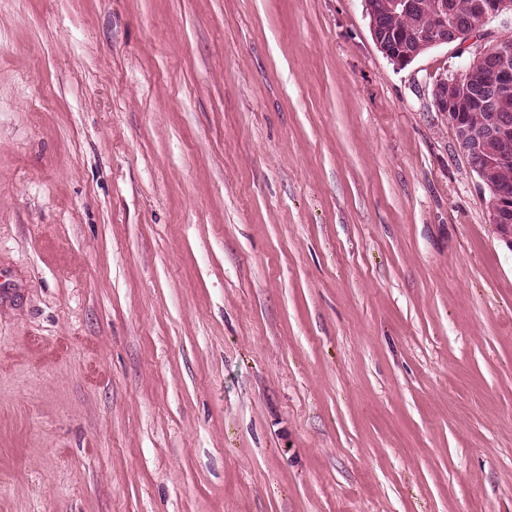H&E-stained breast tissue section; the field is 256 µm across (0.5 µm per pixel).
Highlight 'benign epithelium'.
<instances>
[{"mask_svg":"<svg viewBox=\"0 0 512 512\" xmlns=\"http://www.w3.org/2000/svg\"><path fill=\"white\" fill-rule=\"evenodd\" d=\"M512 8V0H475L474 10L484 19L496 17ZM369 16V28L375 44L382 53L396 64L403 66L411 63L421 52L423 45H440L457 43L464 45L468 40H476V31L469 25L458 22L450 24L446 16H441L430 32L413 39L409 36L394 37L385 31L378 20L372 5H366ZM512 49L494 45H482L476 49L475 56L460 77L445 79L435 91V102L439 111L448 114L449 121L455 128H460L463 116L450 111L457 100L458 88L465 85L471 89L475 103L492 113L486 144L467 142L458 139V144L466 156L471 169L494 159L512 156ZM482 192L488 194V209L492 223L501 226L502 237L512 246V188L501 187L490 191V187L480 185Z\"/></svg>","mask_w":512,"mask_h":512,"instance_id":"obj_1","label":"benign epithelium"}]
</instances>
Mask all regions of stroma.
I'll use <instances>...</instances> for the list:
<instances>
[{"label":"stroma","instance_id":"stroma-1","mask_svg":"<svg viewBox=\"0 0 512 512\" xmlns=\"http://www.w3.org/2000/svg\"><path fill=\"white\" fill-rule=\"evenodd\" d=\"M364 0H0V512H512V246Z\"/></svg>","mask_w":512,"mask_h":512}]
</instances>
